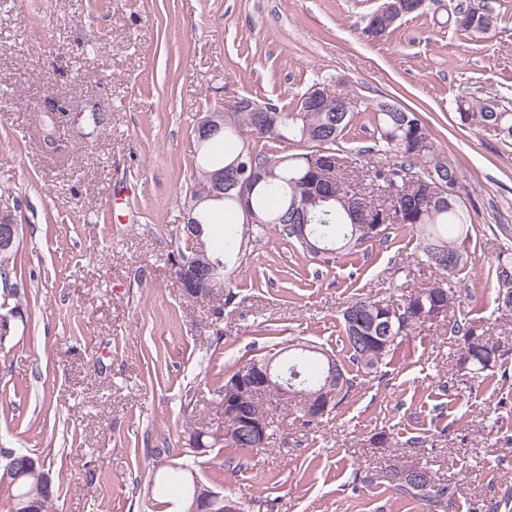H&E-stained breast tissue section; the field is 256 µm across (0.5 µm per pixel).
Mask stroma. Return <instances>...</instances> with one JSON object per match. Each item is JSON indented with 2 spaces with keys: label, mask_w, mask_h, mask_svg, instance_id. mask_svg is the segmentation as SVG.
<instances>
[{
  "label": "stroma",
  "mask_w": 512,
  "mask_h": 512,
  "mask_svg": "<svg viewBox=\"0 0 512 512\" xmlns=\"http://www.w3.org/2000/svg\"><path fill=\"white\" fill-rule=\"evenodd\" d=\"M458 2L427 0L368 40L379 0H0V216L19 226L26 293L20 313L0 307V465L47 460L53 512H153L158 448L243 512H431L384 478L398 455L454 485L447 512H512V317H494L488 275L512 246V141L453 121L463 92L512 110V0H470L493 17L486 34L448 27ZM317 80L355 114L344 154L373 146V107L392 99L463 171L462 311L499 357L469 373L447 321L431 320L378 371L349 366L350 396L320 423L291 401L265 449H197L192 431H224L238 360L293 340L348 359L344 307L425 280L404 230L329 266L274 232L235 269L222 315L213 297H184L169 255L196 124L241 97L295 107ZM380 432L391 447L373 445ZM424 4H419L403 12H387L379 19L372 20V15L379 10V7L368 15L365 26L362 28V34L365 38L379 40L387 36L394 30V26L402 19L421 14L424 11Z\"/></svg>",
  "instance_id": "1"
}]
</instances>
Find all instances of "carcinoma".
Segmentation results:
<instances>
[{
	"label": "carcinoma",
	"mask_w": 512,
	"mask_h": 512,
	"mask_svg": "<svg viewBox=\"0 0 512 512\" xmlns=\"http://www.w3.org/2000/svg\"><path fill=\"white\" fill-rule=\"evenodd\" d=\"M424 11L420 4L403 12H387L374 20L367 18L362 34L379 40L394 30L395 24ZM448 23L464 32H489L492 16L462 4L448 15ZM309 93H304L293 109L271 104L269 126L258 121L254 112H232L224 131L206 142L194 141L196 187L208 180L210 172L231 165L243 156L250 167L264 173L251 197V207L265 220L263 224H245L242 231L230 228L223 240L207 247L208 257L231 278L229 264L240 259L244 248L256 246L273 232L295 241L302 251L332 264L357 248L388 239L394 227L408 228L416 236L417 264L435 273L432 281L417 288L408 298L375 299L371 296L352 301L342 313L351 363L370 373L395 352L398 344L428 320L445 317L450 309L463 307L465 296L453 285V279L467 263L466 243L470 242L473 224L462 193L463 175L447 159L431 151V132L418 113L382 102L374 108L376 142L379 147L369 153H383L364 170L369 185L383 191L388 204L375 201L359 185L360 166L336 152L353 121V113L321 112L308 108ZM454 122L473 131H489L512 140V110L494 99L458 96ZM261 141H278L303 148L299 153H269L258 147ZM497 290V310L512 315V249L500 250L493 264ZM17 272V249H0V288L3 296L20 300L18 288L11 282ZM456 338V363L459 367L480 372L491 367L498 348L483 341L478 326L461 317L450 326ZM271 364L272 372L290 379L288 392L266 390L250 402L252 412L266 413L272 424V408L262 398L300 399L323 388L328 361L320 351L304 344L283 347L276 352L254 356L240 365L224 384L240 377L244 370ZM336 367L342 376L336 403H341L353 387V379L341 360ZM395 458L387 465L385 477L402 493L444 508L451 503L454 487L436 479L426 467H420L426 482L411 487L400 480ZM175 492L183 509L191 505L192 487L182 471L170 468L165 473L160 493Z\"/></svg>",
	"instance_id": "1"
}]
</instances>
